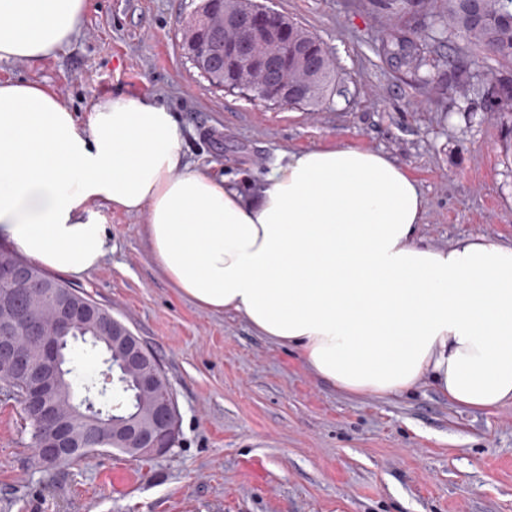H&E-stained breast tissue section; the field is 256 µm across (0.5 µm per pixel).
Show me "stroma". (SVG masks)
<instances>
[{
	"label": "stroma",
	"mask_w": 512,
	"mask_h": 512,
	"mask_svg": "<svg viewBox=\"0 0 512 512\" xmlns=\"http://www.w3.org/2000/svg\"><path fill=\"white\" fill-rule=\"evenodd\" d=\"M200 0H88L83 28L39 62H0V80L36 82L80 123L94 100L149 96L173 112L190 164L254 195L289 153L348 143L388 154L426 200L423 241H512V117L483 82L512 62L467 48L430 8L381 0H261L316 35L338 71L315 107L273 106L209 87L182 48ZM419 66L380 54L401 34ZM466 86L450 85L457 64ZM112 232L94 270L71 277L162 361L179 411L165 456L114 449L38 467L21 402L0 383V512H512V404L456 405L420 381L357 397L320 382L293 349L240 316L180 296L154 264L147 217L89 203Z\"/></svg>",
	"instance_id": "1"
}]
</instances>
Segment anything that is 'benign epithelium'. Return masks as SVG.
I'll list each match as a JSON object with an SVG mask.
<instances>
[{
  "instance_id": "obj_1",
  "label": "benign epithelium",
  "mask_w": 512,
  "mask_h": 512,
  "mask_svg": "<svg viewBox=\"0 0 512 512\" xmlns=\"http://www.w3.org/2000/svg\"><path fill=\"white\" fill-rule=\"evenodd\" d=\"M223 19L212 26L206 10L193 15L183 28L188 54L203 62L219 57L224 61V88L242 86V71L251 68L264 76L262 84L249 88L251 97L277 105L287 103L303 88L288 82V56L309 58L318 39L310 35L288 43V31L294 22L280 14L275 24L263 22L270 10L258 0H224ZM24 282L28 289L29 310L20 311L13 299L0 293V376L22 371L28 387L21 399L26 413L36 421L38 450L36 463L47 470L59 468L71 454L88 456L102 447L139 448L159 457L166 454L177 439V406L167 400L158 402L146 422L112 424L103 416L99 398L116 381L112 366L101 361L100 379L93 382L81 403L65 404L60 396L70 341L77 339L80 322H92L98 336L116 345L121 368L132 374L142 392L160 384V361L153 351L121 320L104 313L81 295L61 289L55 280L35 266L16 260L0 250V282ZM50 306L52 320L46 330L37 332L27 345L19 337L32 329V310Z\"/></svg>"
}]
</instances>
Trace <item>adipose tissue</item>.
<instances>
[{
    "label": "adipose tissue",
    "mask_w": 512,
    "mask_h": 512,
    "mask_svg": "<svg viewBox=\"0 0 512 512\" xmlns=\"http://www.w3.org/2000/svg\"><path fill=\"white\" fill-rule=\"evenodd\" d=\"M85 14L86 0H0V61L62 51ZM92 201L146 213L182 296L297 350L331 388L392 396L426 379L465 407L512 402V243H424L422 191L385 153L294 152L248 198L187 163L153 99H96L82 125L41 85L0 82V240L85 273L111 242Z\"/></svg>",
    "instance_id": "obj_1"
}]
</instances>
